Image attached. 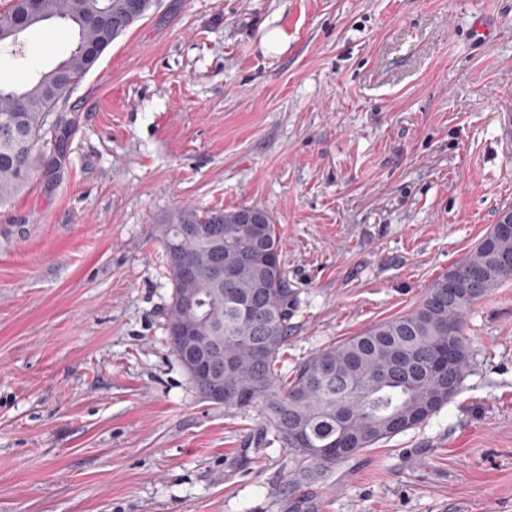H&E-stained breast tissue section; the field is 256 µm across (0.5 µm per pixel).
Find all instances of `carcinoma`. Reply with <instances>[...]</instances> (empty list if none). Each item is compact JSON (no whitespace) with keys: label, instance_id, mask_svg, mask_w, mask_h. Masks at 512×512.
<instances>
[{"label":"carcinoma","instance_id":"1","mask_svg":"<svg viewBox=\"0 0 512 512\" xmlns=\"http://www.w3.org/2000/svg\"><path fill=\"white\" fill-rule=\"evenodd\" d=\"M154 0H11L0 11V53H21L23 35L45 22L77 30L70 55L48 71L0 87V208L26 188L35 173L54 178L45 146L66 140L71 125L56 109L71 86ZM263 217L262 232L242 222ZM171 286L165 333L175 358L193 376L196 358L211 355L224 383L217 404L230 409L259 405L265 429L288 448V486L299 490L330 478L335 467L378 443L413 429L438 413L461 388L470 368L464 336L471 306L512 279V234L496 227L469 257L438 278L412 309L319 350L291 373L282 356L291 335V290L282 240L269 213L257 205L202 211L181 206L153 228ZM179 254L194 277L170 262ZM483 274L480 287L466 272ZM195 291L193 314L182 306ZM186 322L213 343L192 349L176 343L171 328Z\"/></svg>","mask_w":512,"mask_h":512}]
</instances>
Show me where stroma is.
<instances>
[{"label":"stroma","instance_id":"1","mask_svg":"<svg viewBox=\"0 0 512 512\" xmlns=\"http://www.w3.org/2000/svg\"><path fill=\"white\" fill-rule=\"evenodd\" d=\"M508 16L512 0H157L117 38L59 107L74 127L52 186L0 215V512H288L261 407L202 399L165 340L152 229L181 206L268 211L289 371L412 309L512 207ZM24 43L1 85L74 34L47 22ZM464 334L459 392L338 467L314 512H512V280Z\"/></svg>","mask_w":512,"mask_h":512}]
</instances>
